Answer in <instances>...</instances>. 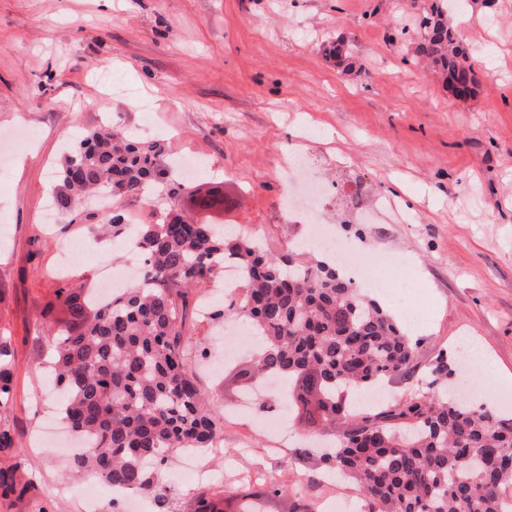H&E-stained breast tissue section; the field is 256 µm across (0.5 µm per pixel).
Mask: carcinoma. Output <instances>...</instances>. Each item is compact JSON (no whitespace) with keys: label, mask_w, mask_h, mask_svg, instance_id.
Listing matches in <instances>:
<instances>
[{"label":"carcinoma","mask_w":512,"mask_h":512,"mask_svg":"<svg viewBox=\"0 0 512 512\" xmlns=\"http://www.w3.org/2000/svg\"><path fill=\"white\" fill-rule=\"evenodd\" d=\"M414 24V59L473 94L470 51L448 22V0H434ZM161 154L155 143L103 126L70 148L57 172L68 191L62 205L106 233H119L124 213L86 210L79 193L108 186L122 203H150L156 193L167 200L161 219L140 225L142 279L103 304L58 289L66 294L63 328L54 327L53 308L43 312L62 419L87 441L73 471L149 494L170 512L164 465L187 448L211 447L221 418L192 374L183 335L189 288L210 283L217 260L229 257L245 282L229 310L263 339L251 367L237 373L241 387L267 375L288 382L286 400L299 419L338 433L320 462L355 486L365 512H512L504 497L512 484V417L450 397L452 369L442 353L425 376L428 392L352 412L349 396L414 369L417 344L336 265L295 251L275 256L248 237L227 238L222 224L188 221ZM13 355L10 338L0 336V408L11 396ZM28 491V482L0 470L1 498Z\"/></svg>","instance_id":"carcinoma-1"}]
</instances>
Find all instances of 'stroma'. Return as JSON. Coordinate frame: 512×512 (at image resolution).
<instances>
[{"label": "stroma", "instance_id": "obj_1", "mask_svg": "<svg viewBox=\"0 0 512 512\" xmlns=\"http://www.w3.org/2000/svg\"><path fill=\"white\" fill-rule=\"evenodd\" d=\"M431 0H0V139L29 128V145L0 163V335L14 349L5 422L14 446L0 468L36 488L0 498V512H84L64 493L68 458L35 448L32 434L57 421L40 362L50 352L41 313L66 307L52 276L56 252L81 238L73 288L96 285L97 260L128 254L91 221L57 209L53 233L42 230L64 143L114 123L159 142L165 160L188 155L228 174L232 201L224 227H256L276 255L303 238L284 206L283 164L301 156L315 177L360 183L359 204L330 197L333 209H371L391 199L405 220L379 217L358 240L379 278L384 260L409 265L406 304L389 307L418 343L416 376H393L390 399L421 392L438 354L455 357L477 337L500 370L512 375V0H457L452 14L470 32L479 85L459 99L434 70L409 60L397 22ZM344 40L350 57L330 64L324 46ZM108 70L111 87L97 72ZM219 319L192 317L185 334L206 358L194 361L201 389L223 413L222 456L200 449L201 480L169 465L173 512H194L197 497L234 503L273 484L284 493L261 512H330L351 483L325 477L317 456L297 450L317 441L293 413L279 443L263 416L243 407L235 378L249 355L225 358Z\"/></svg>", "mask_w": 512, "mask_h": 512}]
</instances>
